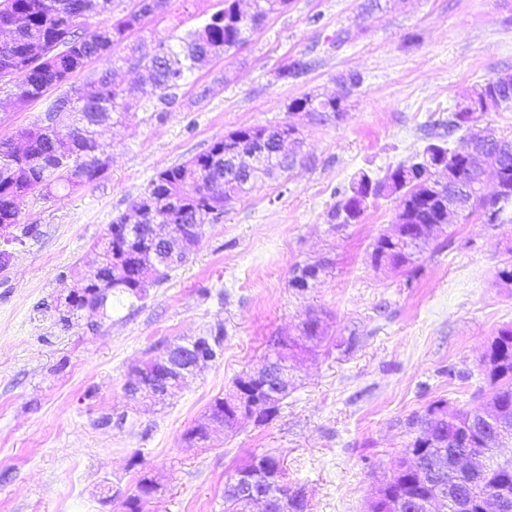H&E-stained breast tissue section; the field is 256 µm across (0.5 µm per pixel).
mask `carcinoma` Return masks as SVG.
Segmentation results:
<instances>
[{"label":"carcinoma","instance_id":"cac0c4a2","mask_svg":"<svg viewBox=\"0 0 512 512\" xmlns=\"http://www.w3.org/2000/svg\"><path fill=\"white\" fill-rule=\"evenodd\" d=\"M235 0H224V9L211 15L199 29L173 45L159 42L162 53L156 57L136 58V65L146 73V80L156 89L179 88L195 68L213 56L226 53L253 27L284 7L287 0H259L260 10L251 24L240 22L234 13ZM167 0H137L136 9L116 18L114 0H0V24L12 25L9 41L0 44V79H16L15 105L38 99L46 85L62 87L71 76L84 69L90 58L109 57L112 46L125 41L140 24L141 14L161 11ZM104 18L103 25L90 31L86 21ZM291 105L327 120L342 111L334 98L319 99L312 94L296 98ZM140 107L139 88L116 81L114 74H91L86 82L70 87L46 108L44 117L34 124L18 129L8 139L0 140V238L5 242L17 239L13 230L19 225L20 206L31 193L46 196L62 188L93 183L107 171L98 163L103 144L99 128L120 122ZM512 108V81L488 79L474 91L469 102L448 118V132L458 131L478 121L477 113ZM73 125L72 135L57 142L50 134L53 124ZM273 136L267 127H245L217 140L204 152L189 161L157 172L132 206L142 221L131 231L122 214L109 224L107 233L94 248L105 253L106 265L95 275L86 271L65 298L68 311L85 307L106 309L112 299L122 297L142 300L147 290L167 278L168 271L181 264L198 246L200 226L224 213V204L245 188L239 175L224 178V154L242 148L250 151L261 142L263 133ZM475 150L496 165L512 186V139L495 137L481 143L473 137H462L451 147L430 143L408 165H399L382 179L363 174L345 193L344 202L332 217L342 224L359 219L373 188L383 198L393 197L398 205L409 208V237L392 240L380 235L373 244L372 258L379 266L400 269L414 261L424 249L413 244L419 228L435 224L444 207H462L466 216L477 210H489L495 220L505 221L504 214L512 205V193L485 197L477 192L482 182L481 170L465 162V154ZM295 160L283 164L270 152L255 179L271 176L275 171L293 166ZM444 165L457 167L461 181L472 195L458 194L448 182L440 193L423 183V176L433 177ZM161 216L168 224L183 228L184 238L176 250L179 259L165 257L166 246L157 241L151 224ZM316 265L298 266L289 285L301 288L317 276ZM224 350V330L203 337L205 356L217 359ZM485 373L492 388L491 398L506 428L491 434L479 420L476 410L457 409L448 412V401L439 399L425 411L407 421L410 440L393 472L376 481L368 500L367 512H426L423 504L435 492L448 490L456 475L448 470L451 455L466 449L480 448L486 452L499 444H512V326L498 331L484 356ZM271 374L253 383L251 396L245 403L243 416L263 423L275 415L265 406L267 391L274 388ZM239 406L232 392L211 403L203 418L186 432L189 442L205 441L211 435L210 423L218 421L229 429L238 423ZM279 464L269 454L253 456L238 468L262 481L266 471ZM474 498L490 490L512 494V460L489 472L479 486L461 487ZM243 496L224 484V512H245ZM272 507L275 512H304L306 504L282 488H276Z\"/></svg>","mask_w":512,"mask_h":512}]
</instances>
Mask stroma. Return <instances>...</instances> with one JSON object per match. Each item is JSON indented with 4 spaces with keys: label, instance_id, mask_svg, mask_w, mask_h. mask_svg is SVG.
I'll list each match as a JSON object with an SVG mask.
<instances>
[{
    "label": "stroma",
    "instance_id": "1",
    "mask_svg": "<svg viewBox=\"0 0 512 512\" xmlns=\"http://www.w3.org/2000/svg\"><path fill=\"white\" fill-rule=\"evenodd\" d=\"M224 0H169L146 17L111 61L117 79L141 82L131 48L203 25ZM295 59L302 74L279 75ZM512 72V0H288L249 38L189 75L164 115L148 89L129 121L104 127V178L55 197L29 195L0 270V512H126L141 477L159 495L142 512H224V483L251 456L274 453L306 512H366L408 437L404 424L438 399L482 408V359L512 325V288L495 275L512 258V223L480 214L446 226L411 265H375L394 198L369 201L358 221L331 214L361 173L384 177L432 142L477 85ZM356 74L358 86L344 89ZM0 80V139L32 124L59 89L12 106ZM314 93L342 97L343 115L319 121L289 110ZM293 124L299 158L228 202L198 247L146 297L102 314L58 307L77 272L98 259L108 225L164 168L185 163L243 127ZM323 263L309 288L295 267ZM322 337H303L309 315ZM224 329V354L162 403L130 399L131 367L169 344ZM285 337L288 395L275 416L242 420L191 444L185 433L235 379Z\"/></svg>",
    "mask_w": 512,
    "mask_h": 512
}]
</instances>
